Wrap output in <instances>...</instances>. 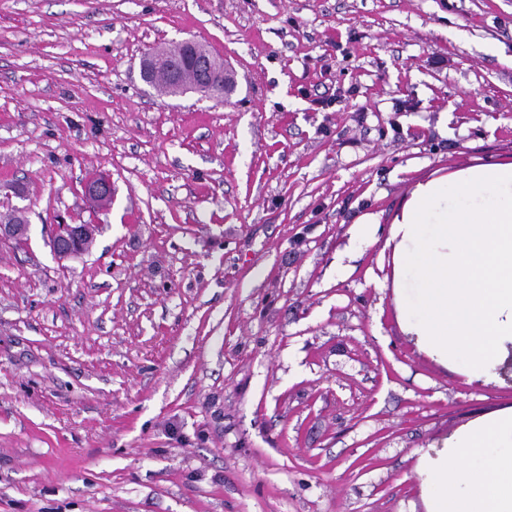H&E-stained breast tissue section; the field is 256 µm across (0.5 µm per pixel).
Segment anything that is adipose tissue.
<instances>
[{
    "instance_id": "ef3b65f1",
    "label": "adipose tissue",
    "mask_w": 512,
    "mask_h": 512,
    "mask_svg": "<svg viewBox=\"0 0 512 512\" xmlns=\"http://www.w3.org/2000/svg\"><path fill=\"white\" fill-rule=\"evenodd\" d=\"M427 492L429 512H512V413L461 434Z\"/></svg>"
}]
</instances>
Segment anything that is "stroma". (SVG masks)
<instances>
[{"instance_id": "obj_1", "label": "stroma", "mask_w": 512, "mask_h": 512, "mask_svg": "<svg viewBox=\"0 0 512 512\" xmlns=\"http://www.w3.org/2000/svg\"><path fill=\"white\" fill-rule=\"evenodd\" d=\"M187 38L224 101L143 82ZM503 162L512 0H0V512H427L512 382L408 333L390 226ZM185 43L187 45L186 63L191 67H200L201 79L205 81L204 85L211 88L213 92H220L223 87V72L214 57L222 64L224 62L216 56L213 57L211 51L199 42L186 40ZM84 231V227L80 228L79 224H57L56 232L50 241L52 251L63 258L78 254ZM63 242H67L68 246L64 247Z\"/></svg>"}]
</instances>
